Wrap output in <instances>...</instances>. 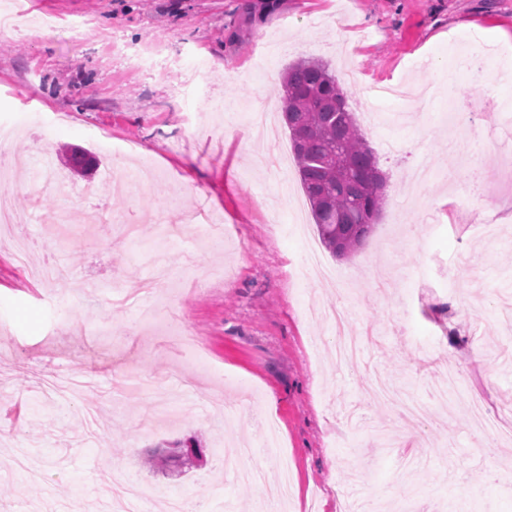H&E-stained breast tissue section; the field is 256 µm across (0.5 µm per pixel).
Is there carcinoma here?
<instances>
[{
	"label": "carcinoma",
	"instance_id": "1",
	"mask_svg": "<svg viewBox=\"0 0 512 512\" xmlns=\"http://www.w3.org/2000/svg\"><path fill=\"white\" fill-rule=\"evenodd\" d=\"M280 102L319 239L331 253L349 255L371 233L386 182L343 88L322 61L290 64Z\"/></svg>",
	"mask_w": 512,
	"mask_h": 512
}]
</instances>
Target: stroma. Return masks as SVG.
<instances>
[{"label": "stroma", "mask_w": 512, "mask_h": 512, "mask_svg": "<svg viewBox=\"0 0 512 512\" xmlns=\"http://www.w3.org/2000/svg\"><path fill=\"white\" fill-rule=\"evenodd\" d=\"M52 27L20 19L0 32V124L39 123L7 147L38 165L54 157L62 187L14 183L24 217L14 232L51 241L71 270L32 280L0 236V512H105L115 466L145 492L205 498L214 512H254L263 484L289 468L288 512H362L373 497L420 512H512V442L488 447L468 400L490 419L512 417V177L489 179L512 153V0H279L252 23L258 0H18ZM487 59L485 81L463 60ZM315 58L339 79L389 191L370 236L350 256L322 250L338 281L301 273L304 243L287 231L297 171L271 174L244 141L246 112L276 101L289 64ZM404 84L418 106L371 98ZM202 208L225 250L165 237V226L116 240L170 214L171 199ZM69 206V223H41ZM494 220L500 238L476 231ZM415 227L396 236L395 222ZM163 248L177 282L165 311L223 371L196 368L180 339L109 305L112 287L147 280ZM348 310L367 331L363 361L335 360L323 311ZM453 346L445 360L433 340ZM457 371L446 403L428 385ZM155 387L114 396L126 370ZM387 375L400 400L421 398L420 428L362 389ZM251 436L275 418L281 447L253 459L259 482L224 469L222 403ZM199 447L186 472L147 458ZM26 456L29 483L9 466Z\"/></svg>", "instance_id": "obj_1"}]
</instances>
